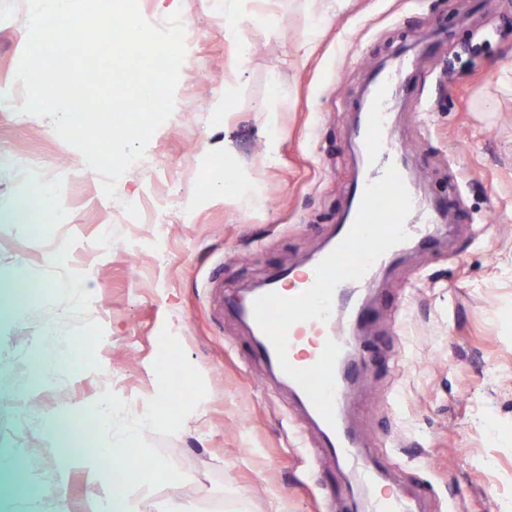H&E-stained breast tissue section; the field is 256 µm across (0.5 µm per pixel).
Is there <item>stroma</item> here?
Instances as JSON below:
<instances>
[{
	"instance_id": "35a3bbf8",
	"label": "stroma",
	"mask_w": 512,
	"mask_h": 512,
	"mask_svg": "<svg viewBox=\"0 0 512 512\" xmlns=\"http://www.w3.org/2000/svg\"><path fill=\"white\" fill-rule=\"evenodd\" d=\"M139 7L155 24L180 11L194 37L173 113L117 199L51 118L0 110V211L46 188L61 215L0 224V452L25 475L0 481V512H89L84 465L55 491L59 443L46 418L79 423L83 447L98 448L104 402L117 429L156 417L128 452L162 472L150 512H321L328 490L350 498L335 462L295 455L318 436L251 358L230 304L329 240L359 173L353 127L373 74L400 54L417 64L406 92H391L388 130L419 194L446 196L459 179L460 211L447 217L451 239L405 245L376 275L364 335L377 362L354 383L350 427L407 497L431 487L424 512H512V0H256L266 31L242 24L252 49L234 73L219 0ZM320 12L322 35L300 59ZM26 39L25 0H0V98L16 95ZM226 179L255 185L261 209L213 193ZM19 270L35 286L26 297L8 287ZM172 348L176 372L164 366ZM41 358L61 363L44 382Z\"/></svg>"
}]
</instances>
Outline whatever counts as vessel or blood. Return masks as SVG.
<instances>
[{
	"label": "vessel or blood",
	"mask_w": 512,
	"mask_h": 512,
	"mask_svg": "<svg viewBox=\"0 0 512 512\" xmlns=\"http://www.w3.org/2000/svg\"><path fill=\"white\" fill-rule=\"evenodd\" d=\"M393 75L389 72L377 74L374 78L375 97L367 107L363 122L358 130L359 152L364 164L360 180L351 189L354 202H361L366 186L378 180L388 168H395L399 175H406L407 163L403 149L389 137L386 127L385 109ZM441 214L420 222L405 220L404 229L415 237L420 246H432L437 238V226ZM314 274L299 272L297 269L277 271L268 275L265 291L276 292L284 297H293L308 289L314 282ZM359 282L340 283L334 292L332 313L328 320H309L294 324L288 331V359L292 366L306 368L320 358L327 339H334L341 346L335 368V420L327 422L316 410L309 397L282 369L270 339L254 324L253 298L240 301V314L252 323L254 355L266 362L273 370L276 380L303 404L320 435V444L305 449V457L311 459L329 458L346 465L350 480L364 492L360 512H414L411 501L398 486L381 491L384 481L377 467L375 451L362 447L346 418V405L350 385L356 381L365 360L357 332L366 325L369 309L360 301L357 292Z\"/></svg>",
	"instance_id": "vessel-or-blood-1"
}]
</instances>
